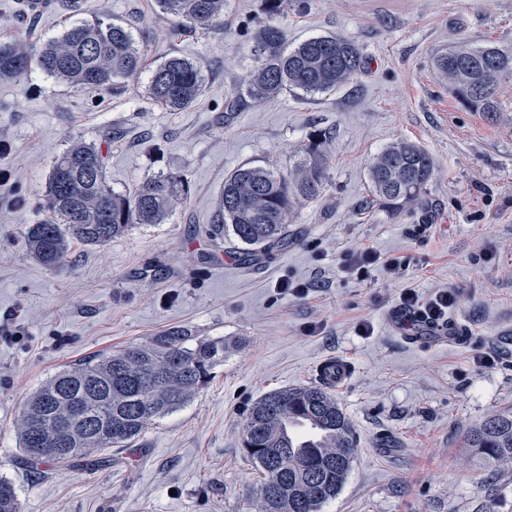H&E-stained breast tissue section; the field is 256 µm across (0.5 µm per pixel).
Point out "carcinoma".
<instances>
[{
    "label": "carcinoma",
    "mask_w": 512,
    "mask_h": 512,
    "mask_svg": "<svg viewBox=\"0 0 512 512\" xmlns=\"http://www.w3.org/2000/svg\"><path fill=\"white\" fill-rule=\"evenodd\" d=\"M163 12L192 29L208 30L224 16V0H157ZM282 30L262 26L256 36L258 66L243 93L227 103L226 115L246 99L269 98L288 88L307 94L331 92L361 68L355 44L336 35L311 37L290 51L282 49ZM435 67L448 78L457 101L477 112H497L496 88L512 76V47L466 44L438 55ZM143 67V54L131 29L112 21H77L60 36L33 51L19 43H0V78H17L38 69L78 92L116 95ZM200 69L173 56L149 77L150 98L171 109L195 103L202 92ZM322 135L313 133L288 173L244 164L224 180L217 223L209 236L230 238L244 255L285 251L292 244L288 218L295 203L323 192L327 166ZM433 158L419 145L398 141L372 161L373 202L397 212L416 201L431 179ZM187 179L156 175L135 190L116 192L109 185L101 151L75 142L54 162L45 191L50 218L34 224L27 246L45 267L54 268L75 243L104 246L135 224H163L187 200ZM187 330L173 327L145 344L67 367L24 402L17 431L28 464L67 465L93 450L131 446L148 424L180 409L211 381L224 360V340L186 346ZM303 419L319 441L300 448L288 426ZM242 448L263 481L250 512H321L336 498L351 472L357 442L347 413L321 384L280 388L248 409ZM467 447L503 468H512V411L494 412L468 435ZM281 450L277 463L268 454ZM0 512H20L12 482L0 477Z\"/></svg>",
    "instance_id": "carcinoma-1"
}]
</instances>
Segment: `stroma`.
<instances>
[{
    "label": "stroma",
    "mask_w": 512,
    "mask_h": 512,
    "mask_svg": "<svg viewBox=\"0 0 512 512\" xmlns=\"http://www.w3.org/2000/svg\"><path fill=\"white\" fill-rule=\"evenodd\" d=\"M128 24L144 53L122 95L85 94L35 71L0 81V475L21 512H248L259 485L241 424L262 395L315 381L328 357L354 373L335 397L358 451L322 512H512V470L465 448L467 433L512 408V77L500 109L472 112L448 91L436 54L459 43L512 46V0H225L224 23L184 31L156 0H52L24 15L0 0V41L30 48L71 23ZM277 25L293 49L341 35L364 64L336 91L296 89L224 101L254 71L256 33ZM172 56L203 75L199 99L170 110L147 94L150 72ZM329 138L328 182L298 203L288 250L242 263L207 234L224 180L239 166H291L313 132ZM408 140L433 157L421 201L399 213L372 204L368 170ZM75 141L100 147L119 192L158 172L183 174L186 203L163 224H137L104 246L74 245L57 267L28 252L25 233L47 217L52 165ZM376 254L364 272L350 261ZM402 265L391 274L386 261ZM304 295L281 291L285 281ZM420 303L449 288L464 338L447 343L399 326L402 288ZM373 331L363 336L361 323ZM172 327L229 349L210 384L151 421L130 450L95 451L67 466L32 469L19 447L25 399L64 366L140 344ZM492 357L486 368L479 357Z\"/></svg>",
    "instance_id": "obj_1"
}]
</instances>
